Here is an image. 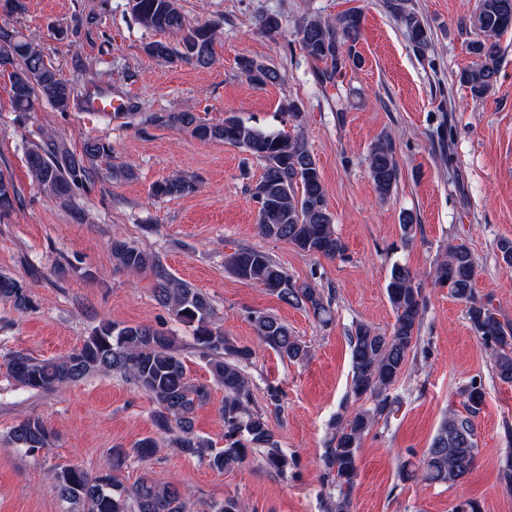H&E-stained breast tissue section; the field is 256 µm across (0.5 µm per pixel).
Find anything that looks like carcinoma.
<instances>
[{
	"instance_id": "cac0c4a2",
	"label": "carcinoma",
	"mask_w": 512,
	"mask_h": 512,
	"mask_svg": "<svg viewBox=\"0 0 512 512\" xmlns=\"http://www.w3.org/2000/svg\"><path fill=\"white\" fill-rule=\"evenodd\" d=\"M135 21L150 30L175 35V41H154L145 45L147 55L169 63L208 66L214 61L218 31L209 24H185L179 0H129ZM387 7L406 26L417 48L431 43L429 30L406 0H387ZM362 12L350 8L334 19L310 18L297 31L307 57L327 70L323 84L337 85L346 63L356 62L348 44L356 42ZM473 26L480 39L471 43L478 62L460 75V81L475 98L484 97L496 84L501 59L498 37L512 29V0H478ZM241 72L256 84L277 80L270 66L250 59L239 63ZM0 76L8 80L12 109L33 112L41 101L59 112L68 111L80 97L78 88L63 77L60 69L40 46L22 32L0 26ZM148 120L179 127L202 141H221L243 149L262 164L263 173L251 189L257 206L256 229L260 236L284 240L297 250L334 259L344 254L345 244L336 234L333 216L327 208L325 190L317 161L304 138L296 133L270 131L235 114L220 123H207L192 112L152 114ZM110 148L99 140H85L81 152L70 150L54 135L29 148L26 161L34 179L56 200L68 201L76 191L86 190L98 178V161ZM369 172L379 196H388L396 185L400 169L393 141L383 135L370 149ZM196 191L192 179L175 176L152 185L156 198L188 195ZM20 194L12 179L0 171V216L15 209ZM113 268L129 275H151L156 300L166 306L179 322L194 327V348L207 360L216 383L224 387L220 415L224 421V447L217 448L194 429V412L210 395L208 385L190 381L174 339L149 325L103 321L80 346L60 358L39 360L14 355L7 362L11 378L22 388L37 393L83 380L99 373L119 374L147 393L156 403V429L172 436L171 443L182 453L208 462L216 470L240 465L257 454L265 469L284 477L293 457L274 439L266 414L255 407L252 381L246 372L255 350L238 344L213 327L214 307L200 290L174 278L150 252L115 239L111 244ZM225 267L238 279L258 284L281 301L312 313L322 325L332 320L331 302L319 289L297 282L266 252L240 248L225 257ZM477 262L464 243L450 244L433 271L435 282L466 306L471 328L490 353L498 380L512 384V327L503 324L479 297L475 287ZM395 313L390 333L358 323L349 335L351 348V389L355 398L369 399L373 406L360 409L336 424V434L322 463L330 479L327 512H352V489L358 472L362 438L378 420L390 413L385 392L399 379L408 355L416 346L425 310L419 274L394 263L386 287ZM0 298L12 301L19 310L35 308L30 286L7 274H0ZM250 321L258 345L274 351L292 363L310 358V349L287 324L262 312ZM465 413L448 412L429 448L417 463H402L405 481L423 484L464 480L474 469L478 448L473 422L483 402L481 384L472 383L463 393ZM8 444L35 452L51 447V432L44 421L29 415L11 429ZM160 448L157 438L147 436L133 448L142 460ZM60 496L73 505V512H186V494L173 481L152 476L128 487L112 465L91 475L76 466H62L54 474Z\"/></svg>"
}]
</instances>
